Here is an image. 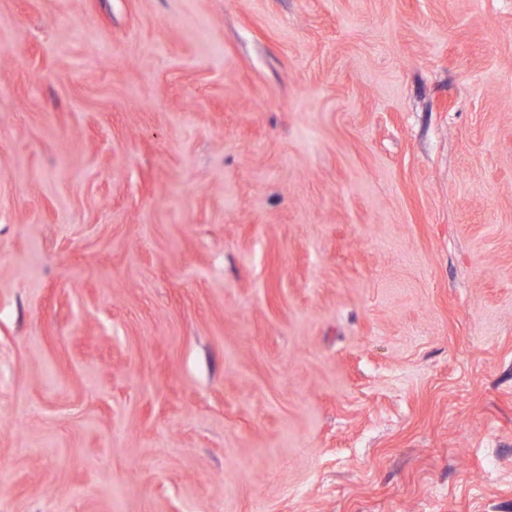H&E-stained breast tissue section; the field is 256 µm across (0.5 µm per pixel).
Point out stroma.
Wrapping results in <instances>:
<instances>
[{"label":"stroma","instance_id":"1","mask_svg":"<svg viewBox=\"0 0 512 512\" xmlns=\"http://www.w3.org/2000/svg\"><path fill=\"white\" fill-rule=\"evenodd\" d=\"M0 512H512V0H0Z\"/></svg>","mask_w":512,"mask_h":512}]
</instances>
